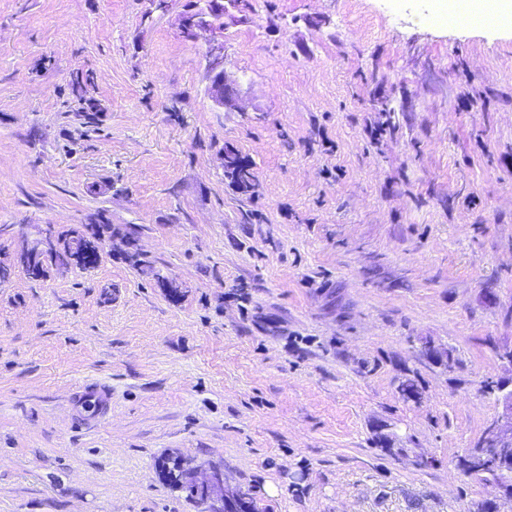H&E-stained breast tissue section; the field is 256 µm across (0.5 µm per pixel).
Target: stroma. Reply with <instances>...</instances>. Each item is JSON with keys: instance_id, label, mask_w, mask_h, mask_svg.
<instances>
[{"instance_id": "obj_1", "label": "stroma", "mask_w": 512, "mask_h": 512, "mask_svg": "<svg viewBox=\"0 0 512 512\" xmlns=\"http://www.w3.org/2000/svg\"><path fill=\"white\" fill-rule=\"evenodd\" d=\"M188 2L0 0V254L112 227L0 283V512H198L172 456L259 512H512L456 468L512 383V24L248 0L230 110Z\"/></svg>"}]
</instances>
